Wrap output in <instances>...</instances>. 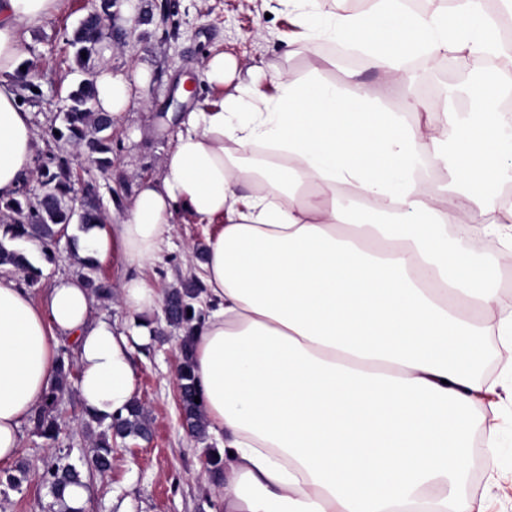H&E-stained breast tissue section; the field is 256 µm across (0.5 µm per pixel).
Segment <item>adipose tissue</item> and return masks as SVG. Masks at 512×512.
<instances>
[{
    "mask_svg": "<svg viewBox=\"0 0 512 512\" xmlns=\"http://www.w3.org/2000/svg\"><path fill=\"white\" fill-rule=\"evenodd\" d=\"M293 43L318 36L363 44L389 81L403 57L448 50L491 56L512 79V48L484 0L417 12L403 0H359L309 30L311 0H277ZM59 0H0V71L15 72L32 27ZM206 80L220 102L179 113L162 180L141 182L110 227L83 232V255L131 271L117 301L125 327L91 318L93 295L56 279L41 300L0 279V464L21 452L19 429L54 378L60 338L77 344L85 409L108 419L132 400L129 339L151 334L164 299L138 275L158 259L178 214L216 225L197 276L211 304L194 332V365L207 432L223 444L224 512H474L460 487L476 420L495 383L481 365L502 337L512 367V293L489 268L512 266V154L502 126L459 129L451 106L404 127L363 88L340 92L297 72L272 76L275 95L238 83V62L216 54ZM149 72L101 65L95 109L120 117ZM262 96V95H261ZM36 140L13 85L0 82V198L15 197L33 167ZM423 156L446 174L438 191L412 173ZM369 198L371 217L337 203L340 186ZM486 225L502 249L484 266L448 242L461 219Z\"/></svg>",
    "mask_w": 512,
    "mask_h": 512,
    "instance_id": "1",
    "label": "adipose tissue"
}]
</instances>
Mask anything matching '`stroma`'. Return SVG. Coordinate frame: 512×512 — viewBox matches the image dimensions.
Returning a JSON list of instances; mask_svg holds the SVG:
<instances>
[{"label":"stroma","instance_id":"stroma-1","mask_svg":"<svg viewBox=\"0 0 512 512\" xmlns=\"http://www.w3.org/2000/svg\"><path fill=\"white\" fill-rule=\"evenodd\" d=\"M84 14V0H62L57 11L31 30L26 42L22 65L28 77L17 84L16 92L31 115L37 142L34 167L20 186L21 197L32 203L43 191L42 168L63 157L69 162L75 195L89 193L101 211L120 214L141 180L163 176L164 157L178 131L168 113L222 99L223 88L207 82L200 70L203 58L218 53L239 61L243 82L253 71L269 76L290 70L340 91L358 82L370 88L373 105L388 112L395 111L399 99L398 88L386 83L366 57L347 44L323 41L309 55L289 46L293 26L276 0H113L105 38L112 54L107 59L95 55L85 68L75 62L68 44ZM105 63L116 72L147 65L151 82L146 101H133L112 127L113 163L102 170L88 161L82 149L55 137L53 131L62 125L60 112L70 91L87 71ZM182 80L194 87L186 101L173 97ZM213 230V225L179 215L159 259L144 266V276L163 294L180 286L195 274L196 247ZM77 233L73 223L52 242L13 241V248L32 254L38 278L29 282L18 270H1L0 278L27 287L38 298L55 279L78 277L80 267L73 258ZM149 321L151 336L145 340L133 336L129 342L136 397L152 419V437L118 441L110 474L84 471L88 497L83 512H218L220 495L206 479L203 459L208 449L221 447L222 442L191 435L175 401L183 333L168 325L162 310H155ZM487 362L499 380L497 464L480 470L469 494L485 504L487 512H512V376L503 373L498 356L489 355ZM59 414L63 430L52 445L35 432L33 422L22 424L18 461L26 466L27 478L20 489L0 490V512H51L53 498L38 476L43 460L58 453L78 457L92 447L98 432L86 428L76 392L64 393Z\"/></svg>","mask_w":512,"mask_h":512}]
</instances>
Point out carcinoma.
I'll return each mask as SVG.
<instances>
[{"label":"carcinoma","instance_id":"cac0c4a2","mask_svg":"<svg viewBox=\"0 0 512 512\" xmlns=\"http://www.w3.org/2000/svg\"><path fill=\"white\" fill-rule=\"evenodd\" d=\"M490 13L496 15L501 23L504 40L512 39V15L505 9L502 0H491L488 4ZM105 36V22L98 15H85L72 38L68 40L74 49L75 61L84 66L97 52ZM95 89L91 80L82 81L71 91L67 110L63 112V121L68 131L67 139L83 149L91 161L100 169L112 166V138L106 131L112 128V115L97 112L93 108ZM42 183L48 186L49 194L41 197L35 204L13 198L6 201V208L11 212L12 223L7 225L6 233L10 239L38 237L52 240L61 230L67 229L75 214V198L71 172L68 162L59 158L55 168L48 166L42 170ZM104 221L99 208L91 202L81 205L79 223L82 225L101 224ZM87 273L82 280L90 291L103 297L112 296V287L95 275L96 265L92 258L82 259ZM10 265L28 274L34 273L31 265L15 249L7 248L0 242V266ZM204 287L196 277L171 289L165 296L164 308L166 322L184 331L182 344V361L178 376L181 389V411L183 423L189 432L196 436L206 435V418L203 404L195 403L200 395L197 388L193 362L192 344L194 330L205 317L202 309L197 307ZM192 315H187V311ZM73 367L60 359L54 383L40 405L35 417L36 432L45 440L54 443L58 440L62 424L57 411L59 396L72 389ZM89 420L102 427L95 448L89 454L71 461L69 455L53 456L43 462L41 480L59 506L57 512H74L65 505L64 493L67 487L81 483L82 467H87L102 475L112 470L113 444L116 439L139 437L146 439L151 434V421L142 403L135 399L125 408L112 416L109 423L94 416ZM207 471L218 479L224 472V454L218 448H211L207 453Z\"/></svg>","mask_w":512,"mask_h":512}]
</instances>
